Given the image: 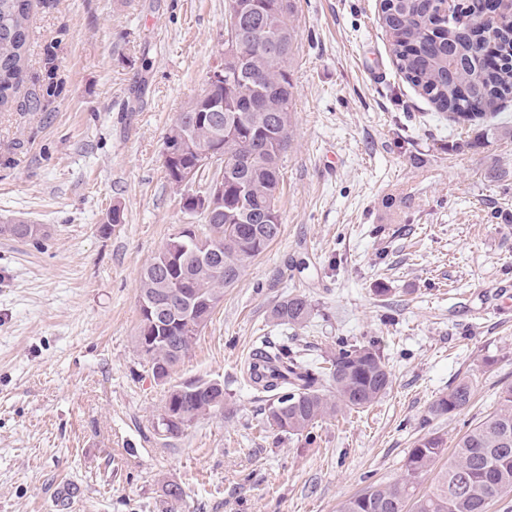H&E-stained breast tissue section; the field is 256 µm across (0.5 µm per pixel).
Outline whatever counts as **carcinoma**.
Wrapping results in <instances>:
<instances>
[{"label": "carcinoma", "instance_id": "obj_1", "mask_svg": "<svg viewBox=\"0 0 512 512\" xmlns=\"http://www.w3.org/2000/svg\"><path fill=\"white\" fill-rule=\"evenodd\" d=\"M32 0H0V109L12 102L21 82ZM295 0H226L224 15L239 16L244 39L240 77L205 82L178 113L165 139L168 181L210 150L224 162V206L201 211L198 192L183 195V209L198 218L191 235L174 233L143 270L139 288L137 347L160 380L187 355L244 267L281 234L276 201L283 158L291 138L293 84L288 70L296 34L290 24ZM381 27L389 37L396 69L419 88L444 118L483 124L470 145L498 133L494 119L512 99V14L484 25L489 34L475 46L464 35L478 19L468 0H381ZM188 142H180L181 133ZM18 239H37L39 230L17 221L8 229ZM0 227V232L6 231ZM314 315L306 296L286 295L271 310L276 326L300 327ZM260 358L266 381V423L301 435L341 410L360 412L387 393L390 372L374 345L343 344L324 366L306 359L287 341H263ZM474 384L462 379L430 406L443 416L465 408ZM224 407V386L187 381L172 390L158 431L176 437L200 417ZM445 441L430 435L410 449L401 478L370 486L340 504L339 512H487L501 489L512 491V386L494 411L455 443L448 464L433 471ZM433 474L428 488L417 486Z\"/></svg>", "mask_w": 512, "mask_h": 512}]
</instances>
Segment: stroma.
Listing matches in <instances>:
<instances>
[{
	"instance_id": "1",
	"label": "stroma",
	"mask_w": 512,
	"mask_h": 512,
	"mask_svg": "<svg viewBox=\"0 0 512 512\" xmlns=\"http://www.w3.org/2000/svg\"><path fill=\"white\" fill-rule=\"evenodd\" d=\"M296 3L281 235L158 380L135 343L140 276L192 221L164 140L224 62V0H33L0 112V226L44 236L0 233V512H338L512 385V138L473 149V126L439 119L396 71L380 0ZM115 205L125 221L101 235ZM291 292L317 313L285 331L270 311ZM284 335L318 359L375 345L388 394L307 437L264 427L242 369ZM464 377L470 405L431 415ZM194 378L223 383V409L161 439Z\"/></svg>"
}]
</instances>
